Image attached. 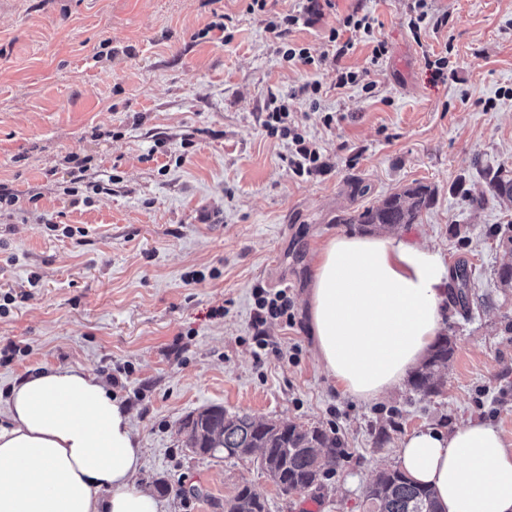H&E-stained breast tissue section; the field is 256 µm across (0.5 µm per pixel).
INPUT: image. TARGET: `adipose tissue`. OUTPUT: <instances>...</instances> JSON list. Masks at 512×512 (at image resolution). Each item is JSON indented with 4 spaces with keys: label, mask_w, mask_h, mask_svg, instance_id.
<instances>
[{
    "label": "adipose tissue",
    "mask_w": 512,
    "mask_h": 512,
    "mask_svg": "<svg viewBox=\"0 0 512 512\" xmlns=\"http://www.w3.org/2000/svg\"><path fill=\"white\" fill-rule=\"evenodd\" d=\"M449 275L428 248L393 235L337 234L313 261L309 326L343 394L370 402L402 387L441 331ZM0 426V512H163L137 482L142 448L131 412L80 367L33 372ZM398 464L445 512H512V448L486 421L417 430Z\"/></svg>",
    "instance_id": "obj_1"
}]
</instances>
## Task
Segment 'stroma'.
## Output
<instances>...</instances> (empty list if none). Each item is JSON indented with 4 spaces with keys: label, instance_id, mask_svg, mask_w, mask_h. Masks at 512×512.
Returning a JSON list of instances; mask_svg holds the SVG:
<instances>
[{
    "label": "stroma",
    "instance_id": "obj_1",
    "mask_svg": "<svg viewBox=\"0 0 512 512\" xmlns=\"http://www.w3.org/2000/svg\"><path fill=\"white\" fill-rule=\"evenodd\" d=\"M428 3L448 24L416 40L408 0H332L283 34L268 18L299 14L302 0H268L260 14L248 0H0V187L16 197L0 211V298H12L0 316V424L32 369L123 378L139 479L166 512H224L245 484L268 512H374L366 488L397 468L413 431L484 420L512 446V288L497 275L512 201L483 177L512 170V0ZM358 7L388 49L375 68L371 43L338 60L328 39ZM218 14L231 18L224 43L201 35ZM288 44L315 65L284 61ZM427 51L447 54L455 78L433 82ZM340 65L367 70L372 92L337 88ZM308 81L321 86L314 109L290 96ZM274 95L319 145L323 172L289 170L263 126ZM418 184L434 203L397 235L471 277L466 301L445 303L454 355L432 394L406 384L359 401L315 357L311 255L331 235L367 234L338 215ZM258 285L292 300L291 318L268 321L272 351L259 358ZM210 406L320 428L338 441L336 467L286 494L255 457L194 453L183 423Z\"/></svg>",
    "mask_w": 512,
    "mask_h": 512
}]
</instances>
